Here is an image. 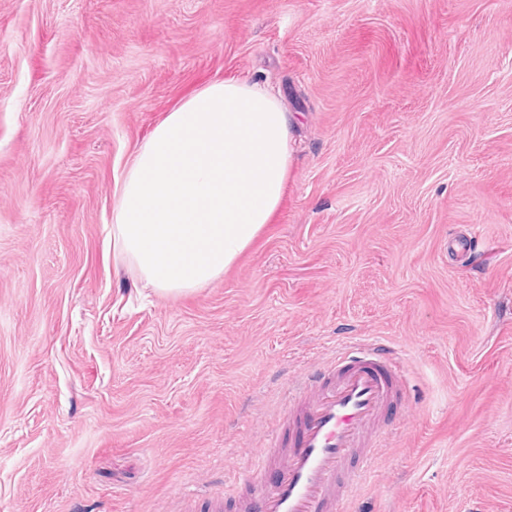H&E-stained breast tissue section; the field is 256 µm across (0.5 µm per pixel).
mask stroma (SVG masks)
<instances>
[{
	"mask_svg": "<svg viewBox=\"0 0 512 512\" xmlns=\"http://www.w3.org/2000/svg\"><path fill=\"white\" fill-rule=\"evenodd\" d=\"M230 77L288 112V189L163 295L117 181ZM374 340L408 393L341 512H512V0H0V512H244L289 386Z\"/></svg>",
	"mask_w": 512,
	"mask_h": 512,
	"instance_id": "35a3bbf8",
	"label": "stroma"
}]
</instances>
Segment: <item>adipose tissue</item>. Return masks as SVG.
I'll return each instance as SVG.
<instances>
[{"label":"adipose tissue","instance_id":"ef3b65f1","mask_svg":"<svg viewBox=\"0 0 512 512\" xmlns=\"http://www.w3.org/2000/svg\"><path fill=\"white\" fill-rule=\"evenodd\" d=\"M291 155L277 97L228 78L167 112L127 164L112 247L163 294L226 272L279 211Z\"/></svg>","mask_w":512,"mask_h":512}]
</instances>
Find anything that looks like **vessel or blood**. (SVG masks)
<instances>
[{"label": "vessel or blood", "instance_id": "obj_1", "mask_svg": "<svg viewBox=\"0 0 512 512\" xmlns=\"http://www.w3.org/2000/svg\"><path fill=\"white\" fill-rule=\"evenodd\" d=\"M405 388L403 366L377 342L344 347L313 370L289 398L281 429L260 449L257 469L245 476L253 483L261 470L276 473L275 485L257 498L258 512H340Z\"/></svg>", "mask_w": 512, "mask_h": 512}]
</instances>
